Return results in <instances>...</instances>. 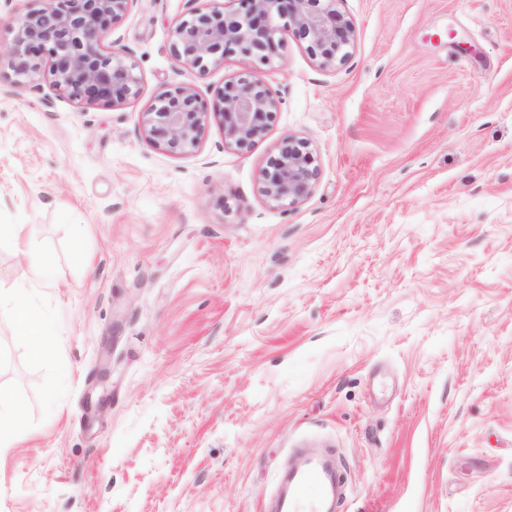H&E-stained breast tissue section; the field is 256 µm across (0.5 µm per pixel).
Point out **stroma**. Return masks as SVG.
I'll list each match as a JSON object with an SVG mask.
<instances>
[{
  "label": "stroma",
  "instance_id": "35a3bbf8",
  "mask_svg": "<svg viewBox=\"0 0 512 512\" xmlns=\"http://www.w3.org/2000/svg\"><path fill=\"white\" fill-rule=\"evenodd\" d=\"M193 7L132 0L107 39L125 104L0 97V226L57 281L30 292L52 357L0 311V512H268L313 448L344 512H512V0H338L345 62L282 33L253 67L266 135L228 148L213 121L173 155L143 112L244 69L176 61ZM289 135L318 172L294 205L261 192ZM13 414L7 395L0 390V455L13 447L12 427L9 416Z\"/></svg>",
  "mask_w": 512,
  "mask_h": 512
}]
</instances>
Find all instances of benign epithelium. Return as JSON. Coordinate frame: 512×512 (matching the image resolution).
<instances>
[{
	"label": "benign epithelium",
	"mask_w": 512,
	"mask_h": 512,
	"mask_svg": "<svg viewBox=\"0 0 512 512\" xmlns=\"http://www.w3.org/2000/svg\"><path fill=\"white\" fill-rule=\"evenodd\" d=\"M41 6L16 17L7 28V54L0 53L10 74L5 89L47 78L56 92L81 105L116 106L138 96L140 78L134 66L108 50L106 40L132 0H40ZM238 8L192 9L172 28V54L203 74L236 54L247 64L268 65L278 55V35L290 28L306 43L308 53L329 68L348 57L355 28L337 8V0H236ZM278 111L268 86L246 70L224 85L213 108L190 84L163 91L142 113L147 137L172 154L197 147L210 119L224 130V145L239 150L262 139ZM308 143L290 136L262 171V194L274 202L297 204L310 196L317 168Z\"/></svg>",
	"instance_id": "7a95c632"
}]
</instances>
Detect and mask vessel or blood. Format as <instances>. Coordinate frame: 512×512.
I'll return each mask as SVG.
<instances>
[{
    "label": "vessel or blood",
    "mask_w": 512,
    "mask_h": 512,
    "mask_svg": "<svg viewBox=\"0 0 512 512\" xmlns=\"http://www.w3.org/2000/svg\"><path fill=\"white\" fill-rule=\"evenodd\" d=\"M287 485L276 512H340L347 495L338 463L325 455L303 456L289 469Z\"/></svg>",
    "instance_id": "1"
}]
</instances>
